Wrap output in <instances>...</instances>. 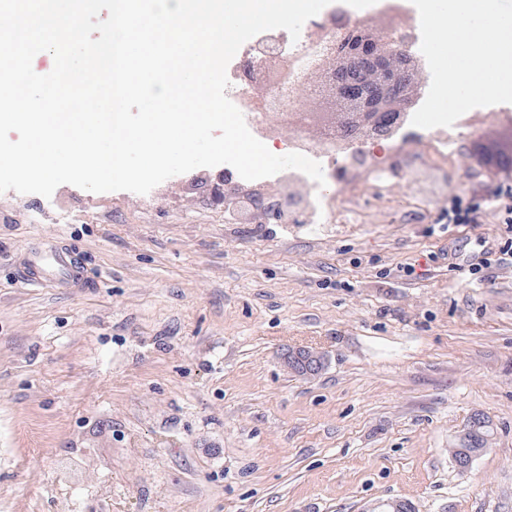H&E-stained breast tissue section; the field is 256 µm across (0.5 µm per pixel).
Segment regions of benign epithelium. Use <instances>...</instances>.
I'll list each match as a JSON object with an SVG mask.
<instances>
[{"instance_id": "obj_1", "label": "benign epithelium", "mask_w": 512, "mask_h": 512, "mask_svg": "<svg viewBox=\"0 0 512 512\" xmlns=\"http://www.w3.org/2000/svg\"><path fill=\"white\" fill-rule=\"evenodd\" d=\"M263 55L268 67L262 71L245 61L239 77L247 86L288 83V57L282 43L267 42ZM418 71L408 38L392 36L375 24L344 30V36L329 42L314 65L306 72L307 82L291 92H307L320 103L319 111L304 112L283 98L272 102L261 97L253 102L262 118L274 115L290 128L306 129L317 125L315 137L304 136L306 147H319L344 153L350 149L345 128L361 142L391 140L402 128L407 107L418 88L406 80L409 71ZM212 200L224 205L235 220L243 224L286 223L306 214V195L287 192L282 185L240 188L229 183L214 187ZM285 367L299 376H314V368L325 364L324 354L314 348L287 349L282 354Z\"/></svg>"}]
</instances>
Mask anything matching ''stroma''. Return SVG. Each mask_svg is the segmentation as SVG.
<instances>
[{"label":"stroma","mask_w":512,"mask_h":512,"mask_svg":"<svg viewBox=\"0 0 512 512\" xmlns=\"http://www.w3.org/2000/svg\"><path fill=\"white\" fill-rule=\"evenodd\" d=\"M476 122L434 164L383 149L390 201L348 168L354 224L225 223L220 165L145 195L0 193V512H512V257L469 273L511 236L469 143L508 126ZM46 240L94 288L17 283ZM293 347L323 370L289 373ZM477 412L491 437L462 472ZM282 360L291 373L299 376H314L316 370L310 369L320 370L325 364L324 354L314 348H289L282 354Z\"/></svg>","instance_id":"35a3bbf8"}]
</instances>
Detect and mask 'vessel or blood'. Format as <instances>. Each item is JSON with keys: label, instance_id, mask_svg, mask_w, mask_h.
<instances>
[{"label": "vessel or blood", "instance_id": "b4317fda", "mask_svg": "<svg viewBox=\"0 0 512 512\" xmlns=\"http://www.w3.org/2000/svg\"><path fill=\"white\" fill-rule=\"evenodd\" d=\"M18 282L29 288H86L90 285L85 266L76 253L46 242L26 249L21 261L13 263Z\"/></svg>", "mask_w": 512, "mask_h": 512}]
</instances>
